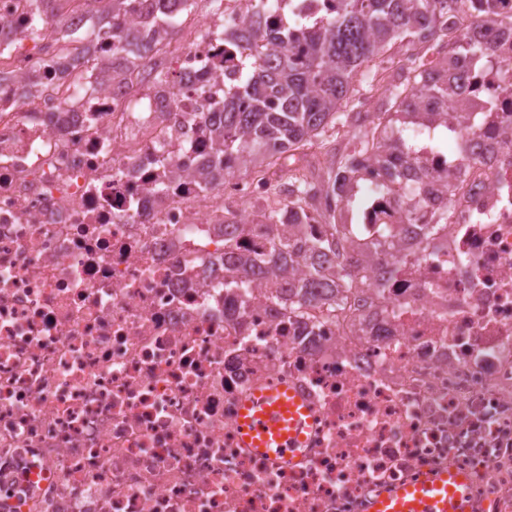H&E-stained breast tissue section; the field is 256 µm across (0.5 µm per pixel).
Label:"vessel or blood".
<instances>
[{"label":"vessel or blood","instance_id":"obj_1","mask_svg":"<svg viewBox=\"0 0 512 512\" xmlns=\"http://www.w3.org/2000/svg\"><path fill=\"white\" fill-rule=\"evenodd\" d=\"M306 411L288 391L256 392L244 405L241 421L247 447L262 453H297L304 438ZM466 479L454 473L399 489L381 500L374 512H470Z\"/></svg>","mask_w":512,"mask_h":512}]
</instances>
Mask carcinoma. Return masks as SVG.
Segmentation results:
<instances>
[{"mask_svg": "<svg viewBox=\"0 0 512 512\" xmlns=\"http://www.w3.org/2000/svg\"><path fill=\"white\" fill-rule=\"evenodd\" d=\"M248 27L260 61H245L243 102L233 95L224 98V111L204 122L202 136L210 144V156L199 175L205 180L233 175L258 160L274 162L278 156L296 152L314 141L325 145V136L337 127L349 128L350 148L331 157L327 171L313 175L294 168L288 175V211L296 217L316 214L328 225L325 238L309 253L296 257L288 238L278 233L279 211L270 210L267 229L274 235L265 273L278 277L287 267L300 264L309 255L329 256L335 263L332 287L344 301L362 287L352 271L344 248L342 207L350 201L361 163L373 160L398 178L394 159L402 135L413 120L428 121L431 113L416 112L415 100L428 97L447 107H458L455 85L430 82L427 53L448 52L447 66L460 68L468 57L486 52L475 40H458L447 24L444 0H335L326 17L296 21L280 32L264 25V16L283 0H253ZM481 22L493 20V0H462ZM420 49L416 68L401 75L400 82L384 87L388 109L369 118L355 108L352 80L374 60H391L396 45Z\"/></svg>", "mask_w": 512, "mask_h": 512, "instance_id": "obj_1", "label": "carcinoma"}]
</instances>
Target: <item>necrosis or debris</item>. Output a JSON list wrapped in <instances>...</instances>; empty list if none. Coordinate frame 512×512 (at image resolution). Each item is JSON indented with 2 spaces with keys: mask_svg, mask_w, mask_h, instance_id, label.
Masks as SVG:
<instances>
[{
  "mask_svg": "<svg viewBox=\"0 0 512 512\" xmlns=\"http://www.w3.org/2000/svg\"><path fill=\"white\" fill-rule=\"evenodd\" d=\"M249 5L174 50L140 0L124 40L108 12L0 0V512H370L440 470L477 512H512V36L448 0L455 36L492 51L467 65V115L430 100L438 120L410 127L414 221L380 262L398 210L365 163L346 227L365 285L341 306L313 280L298 314L287 285L224 273L270 249L267 184L194 177L201 123L244 88L248 46L221 33ZM164 52L167 83L139 79ZM281 387L308 417L288 459L238 428Z\"/></svg>",
  "mask_w": 512,
  "mask_h": 512,
  "instance_id": "obj_1",
  "label": "necrosis or debris"
}]
</instances>
